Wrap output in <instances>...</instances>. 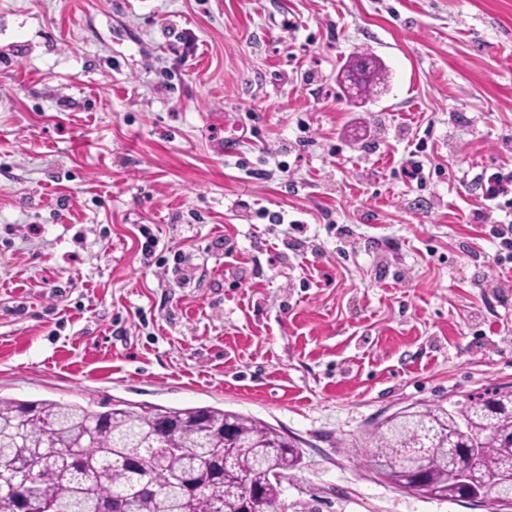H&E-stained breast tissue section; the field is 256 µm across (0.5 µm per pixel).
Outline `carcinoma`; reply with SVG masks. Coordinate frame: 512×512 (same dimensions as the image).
Instances as JSON below:
<instances>
[{"label": "carcinoma", "instance_id": "cac0c4a2", "mask_svg": "<svg viewBox=\"0 0 512 512\" xmlns=\"http://www.w3.org/2000/svg\"><path fill=\"white\" fill-rule=\"evenodd\" d=\"M174 414L177 449L158 434ZM372 465L391 484L442 499L512 493V386L469 394L445 408L386 419L369 436ZM424 456L421 480L402 471ZM473 478L451 465L472 452ZM302 450L275 428L213 407L136 410L0 397V512L19 492L32 512H280L284 476Z\"/></svg>", "mask_w": 512, "mask_h": 512}]
</instances>
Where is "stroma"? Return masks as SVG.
<instances>
[{"label":"stroma","mask_w":512,"mask_h":512,"mask_svg":"<svg viewBox=\"0 0 512 512\" xmlns=\"http://www.w3.org/2000/svg\"><path fill=\"white\" fill-rule=\"evenodd\" d=\"M501 168L512 0H0V396L259 420L303 451L287 512H487L366 448L512 384ZM479 190H481L482 198L486 203L489 210V218H492L495 211H501L505 213L506 217H510L508 222L497 220V224H508L507 230L495 229L494 234L497 238L502 239V245L512 250V238L506 237L508 234H512V171L507 173L502 171H496L489 176H481L479 179ZM510 195V198H507Z\"/></svg>","instance_id":"35a3bbf8"}]
</instances>
